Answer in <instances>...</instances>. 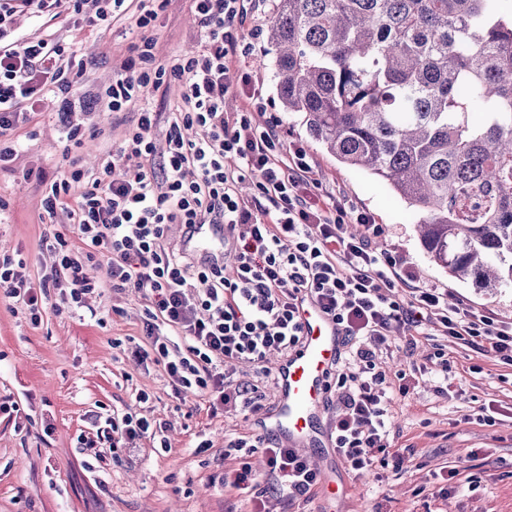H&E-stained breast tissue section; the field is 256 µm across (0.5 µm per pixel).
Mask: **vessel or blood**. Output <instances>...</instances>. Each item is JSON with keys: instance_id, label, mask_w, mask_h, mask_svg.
Masks as SVG:
<instances>
[{"instance_id": "b4317fda", "label": "vessel or blood", "mask_w": 512, "mask_h": 512, "mask_svg": "<svg viewBox=\"0 0 512 512\" xmlns=\"http://www.w3.org/2000/svg\"><path fill=\"white\" fill-rule=\"evenodd\" d=\"M186 246L205 264H223V225H196ZM298 309L303 336L296 349L277 358L273 368L277 403L273 410L257 419L256 428L275 437L284 448L300 452L321 449L319 466L330 471L334 468L335 448L320 417L326 404L329 378L341 355L342 335L313 299H303Z\"/></svg>"}]
</instances>
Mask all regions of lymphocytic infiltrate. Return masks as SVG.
I'll return each mask as SVG.
<instances>
[{"label":"lymphocytic infiltrate","mask_w":512,"mask_h":512,"mask_svg":"<svg viewBox=\"0 0 512 512\" xmlns=\"http://www.w3.org/2000/svg\"><path fill=\"white\" fill-rule=\"evenodd\" d=\"M203 33L190 55L159 59L149 31L168 0H0V171H10L24 144L18 129L49 100L59 103L66 129L64 170L39 173L41 208L54 217L69 207L71 229L46 225L44 241L55 255L49 274L32 281L24 259L0 256V294L41 322L51 291L81 304L98 281L87 266L106 262L107 285L142 294L144 343L132 356L163 367L179 393H208L212 410L261 409L274 382L263 365L300 341V293L312 296L339 324L350 358L336 373L343 393L332 424L337 454L349 470L372 469L387 450L389 386L370 345L386 341L393 324L415 331L433 324L455 339H483L491 353L512 364V324L466 307L449 308L442 293L413 288L400 296L402 261L371 246L380 229L366 211L325 193L298 142H286L278 125L254 123L247 108L225 111L230 68L248 53L240 32L248 0H192ZM89 24L131 17L140 32L123 73L106 91V111L137 107L123 140L84 168L72 147L87 136L74 122L72 96L86 72L72 46L50 34L22 38L13 25L26 14L54 21L62 14ZM178 82L182 106L163 114L150 94ZM166 124L164 139L154 131ZM195 129L185 138L184 129ZM253 180L243 198L239 185ZM228 230L224 264L195 265L182 240L192 225ZM364 227L357 235L352 225ZM231 362L256 365L253 381L235 379ZM113 447L154 438L164 423L132 413L108 421ZM230 447L263 449L272 475L289 499L308 496L320 474L301 453L272 439L238 436Z\"/></svg>","instance_id":"obj_1"}]
</instances>
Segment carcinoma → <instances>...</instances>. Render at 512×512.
Wrapping results in <instances>:
<instances>
[{
	"instance_id": "carcinoma-1",
	"label": "carcinoma",
	"mask_w": 512,
	"mask_h": 512,
	"mask_svg": "<svg viewBox=\"0 0 512 512\" xmlns=\"http://www.w3.org/2000/svg\"><path fill=\"white\" fill-rule=\"evenodd\" d=\"M503 0H273L277 98L419 214L429 258L512 284V14Z\"/></svg>"
}]
</instances>
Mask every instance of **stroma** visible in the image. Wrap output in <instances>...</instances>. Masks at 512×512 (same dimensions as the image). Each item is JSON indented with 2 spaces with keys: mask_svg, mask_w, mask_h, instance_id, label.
I'll return each mask as SVG.
<instances>
[{
  "mask_svg": "<svg viewBox=\"0 0 512 512\" xmlns=\"http://www.w3.org/2000/svg\"><path fill=\"white\" fill-rule=\"evenodd\" d=\"M271 0L257 10L242 36L251 48L242 62L261 96L253 111L278 117L287 140L301 141L330 192L370 213L381 229L380 248L403 258L415 288H435L449 304L493 313L512 323V286L489 292L451 276L427 256L411 208L383 182L341 164L313 140L296 112L282 111L274 68L261 31ZM53 33L74 44L87 81L74 96L75 110L101 127L90 140L94 158L118 144L127 123L105 112L99 97L120 73L135 36L128 21L98 24L80 34L55 24ZM153 35L160 57L200 47L192 0H169ZM49 102L36 114L33 135L16 161L17 174H0V255L25 259L33 280L49 272L53 254L42 243L41 191L22 171L55 172L65 134ZM145 302L111 289L88 296L83 307L61 306L39 324L0 295V512H253L249 490L224 483L225 472L251 466L264 488L266 512H512V366L485 348L450 337L395 332L379 347L393 392L389 450L399 468L374 464L357 475L336 476L343 496L324 501L320 491L291 502L273 490L262 450L225 454V437L256 435L254 414L212 412L206 394L175 395L161 367L139 366L128 352L142 338ZM147 393L140 402L139 393ZM132 412L164 422L167 447L152 440L122 448L117 459L97 462L82 448L92 416ZM206 451H198L201 441ZM463 467L471 485L445 494L447 466Z\"/></svg>",
  "mask_w": 512,
  "mask_h": 512,
  "instance_id": "obj_1",
  "label": "stroma"
}]
</instances>
